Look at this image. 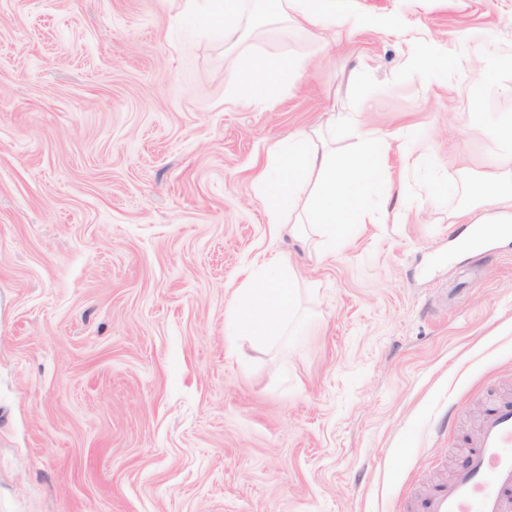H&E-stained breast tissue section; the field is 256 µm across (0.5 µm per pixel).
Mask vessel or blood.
I'll return each instance as SVG.
<instances>
[{
    "mask_svg": "<svg viewBox=\"0 0 512 512\" xmlns=\"http://www.w3.org/2000/svg\"><path fill=\"white\" fill-rule=\"evenodd\" d=\"M422 512H512V402L483 418L465 465L432 490Z\"/></svg>",
    "mask_w": 512,
    "mask_h": 512,
    "instance_id": "obj_1",
    "label": "vessel or blood"
}]
</instances>
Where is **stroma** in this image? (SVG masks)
<instances>
[{
  "instance_id": "35a3bbf8",
  "label": "stroma",
  "mask_w": 512,
  "mask_h": 512,
  "mask_svg": "<svg viewBox=\"0 0 512 512\" xmlns=\"http://www.w3.org/2000/svg\"><path fill=\"white\" fill-rule=\"evenodd\" d=\"M336 10L0 0V512H410L512 401V239L463 251L455 220L512 170V0ZM254 59L302 63L274 107L227 98ZM333 115L390 142L391 189L319 257L256 178ZM264 255L316 335H225ZM193 8H203L211 17L223 16L229 17L237 14L239 0H202L203 5H200V0H188ZM280 16L288 21L292 17L303 28H319L328 20L343 27L347 17L336 18V0H276ZM292 12V13H291Z\"/></svg>"
}]
</instances>
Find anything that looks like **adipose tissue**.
Masks as SVG:
<instances>
[{
    "label": "adipose tissue",
    "mask_w": 512,
    "mask_h": 512,
    "mask_svg": "<svg viewBox=\"0 0 512 512\" xmlns=\"http://www.w3.org/2000/svg\"><path fill=\"white\" fill-rule=\"evenodd\" d=\"M283 19H294L301 27L318 28L336 21L345 26L346 17L336 14V0H276ZM296 69L291 62L281 63L275 75H267L256 63L233 73L229 95L237 101H259L273 106L293 81ZM300 286L288 263L271 256L255 260L252 270L234 293L225 318V333L258 344L284 336H306L308 324L299 316Z\"/></svg>",
    "instance_id": "adipose-tissue-1"
}]
</instances>
